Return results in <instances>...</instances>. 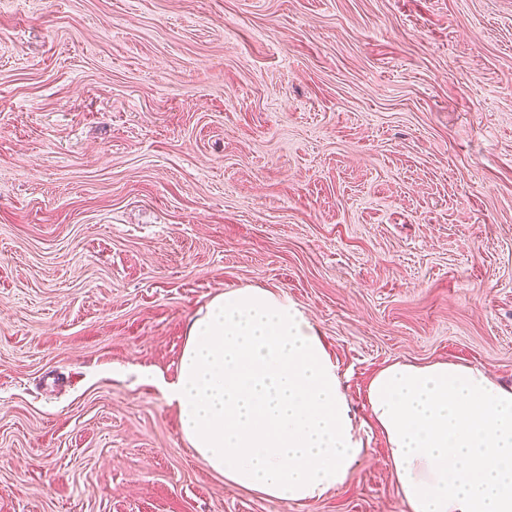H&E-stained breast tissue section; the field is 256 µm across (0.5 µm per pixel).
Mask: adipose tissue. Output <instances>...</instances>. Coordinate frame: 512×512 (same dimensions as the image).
<instances>
[{"instance_id":"obj_1","label":"adipose tissue","mask_w":512,"mask_h":512,"mask_svg":"<svg viewBox=\"0 0 512 512\" xmlns=\"http://www.w3.org/2000/svg\"><path fill=\"white\" fill-rule=\"evenodd\" d=\"M162 390L189 448L271 500H318L365 453L334 359L280 292L214 296ZM367 400L408 512H512V386L480 366L396 362Z\"/></svg>"}]
</instances>
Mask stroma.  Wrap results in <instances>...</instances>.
I'll list each match as a JSON object with an SVG mask.
<instances>
[{"instance_id": "1", "label": "stroma", "mask_w": 512, "mask_h": 512, "mask_svg": "<svg viewBox=\"0 0 512 512\" xmlns=\"http://www.w3.org/2000/svg\"><path fill=\"white\" fill-rule=\"evenodd\" d=\"M246 287L366 442L314 502L225 483L156 384ZM396 361L512 385V0H0V512H406Z\"/></svg>"}]
</instances>
